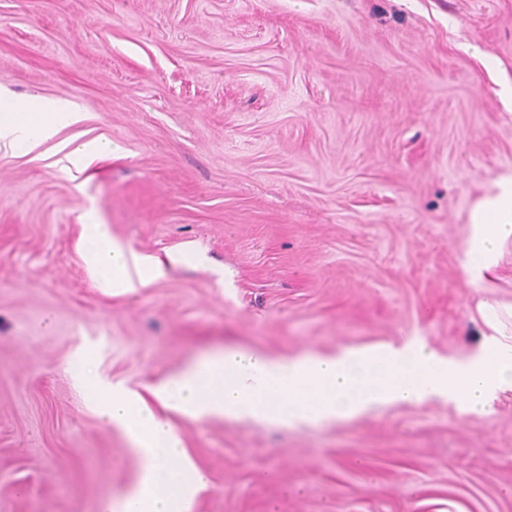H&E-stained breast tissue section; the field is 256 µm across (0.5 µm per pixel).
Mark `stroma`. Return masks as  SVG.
<instances>
[{"mask_svg":"<svg viewBox=\"0 0 512 512\" xmlns=\"http://www.w3.org/2000/svg\"><path fill=\"white\" fill-rule=\"evenodd\" d=\"M0 90L83 118L0 147V512H100L141 461L66 371L152 384L222 348L331 356L414 338L467 358L512 306V241L468 267L470 214L512 175V0H0ZM108 138L89 175L64 142ZM95 209L139 254L112 295ZM169 419L206 477L185 512H512V390L299 429ZM84 223V261L96 273L101 288L117 293L148 288L165 275L166 264L173 261L170 255L164 262L159 257L132 253L112 239L107 224H103L93 211L86 212Z\"/></svg>","mask_w":512,"mask_h":512,"instance_id":"1","label":"stroma"}]
</instances>
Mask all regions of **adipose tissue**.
I'll list each match as a JSON object with an SVG mask.
<instances>
[{
  "mask_svg": "<svg viewBox=\"0 0 512 512\" xmlns=\"http://www.w3.org/2000/svg\"><path fill=\"white\" fill-rule=\"evenodd\" d=\"M79 115L61 99L39 95L17 101L0 95V141L24 150L53 141ZM117 151L116 143L94 138L72 145L60 161L66 171H86ZM82 246L86 265L100 287L117 293L151 286L166 273L165 262L137 255L112 239L95 212L85 214ZM512 239V178L475 209L469 266L488 270L501 245ZM67 370L101 418L123 430L141 459L138 483L101 512H183L205 481L190 467L182 442L161 415L138 397L99 383L88 353H76ZM512 387V335L486 338L467 359L443 358L418 341L400 346L344 349L333 356L303 354L273 359L242 349L203 354L151 389L155 400L186 420L220 416L289 428L330 424L398 402L421 404L441 398L466 414L488 412L496 394Z\"/></svg>",
  "mask_w": 512,
  "mask_h": 512,
  "instance_id": "obj_1",
  "label": "adipose tissue"
}]
</instances>
